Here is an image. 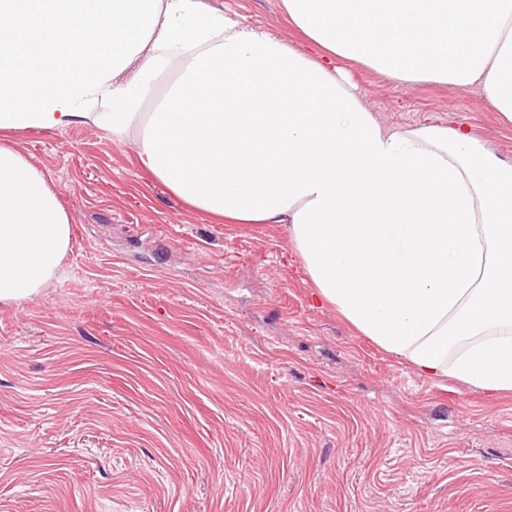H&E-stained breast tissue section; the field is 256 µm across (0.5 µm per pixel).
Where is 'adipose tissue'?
<instances>
[{
  "instance_id": "adipose-tissue-1",
  "label": "adipose tissue",
  "mask_w": 512,
  "mask_h": 512,
  "mask_svg": "<svg viewBox=\"0 0 512 512\" xmlns=\"http://www.w3.org/2000/svg\"><path fill=\"white\" fill-rule=\"evenodd\" d=\"M282 7L311 51L208 0H0V130L136 138L198 211L282 225L317 303L420 375L512 391V162L460 124L385 126L342 68L473 87L510 124L512 0ZM71 242L57 190L0 143V303L48 287Z\"/></svg>"
}]
</instances>
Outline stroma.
<instances>
[{
	"mask_svg": "<svg viewBox=\"0 0 512 512\" xmlns=\"http://www.w3.org/2000/svg\"><path fill=\"white\" fill-rule=\"evenodd\" d=\"M225 13L301 47L281 0ZM390 128L462 123L474 88L349 64ZM12 142L72 218L63 277L0 304V512H512V392L425 379L360 336L278 224H226L82 125Z\"/></svg>",
	"mask_w": 512,
	"mask_h": 512,
	"instance_id": "stroma-1",
	"label": "stroma"
}]
</instances>
